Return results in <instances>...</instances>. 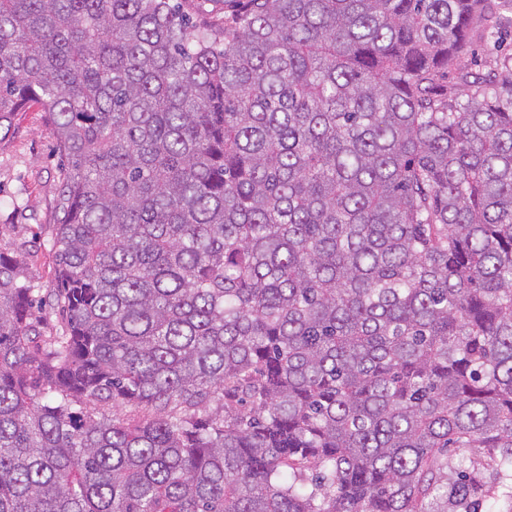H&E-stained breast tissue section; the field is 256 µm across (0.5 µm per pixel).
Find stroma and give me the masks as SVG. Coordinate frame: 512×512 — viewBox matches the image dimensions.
Returning a JSON list of instances; mask_svg holds the SVG:
<instances>
[{"label": "stroma", "instance_id": "35a3bbf8", "mask_svg": "<svg viewBox=\"0 0 512 512\" xmlns=\"http://www.w3.org/2000/svg\"><path fill=\"white\" fill-rule=\"evenodd\" d=\"M500 27L499 43L475 42L459 68L478 72L495 57L511 55L512 13ZM67 169L47 113L37 107L16 113L11 133L0 139V251L20 257L32 286L43 292L56 275L51 240Z\"/></svg>", "mask_w": 512, "mask_h": 512}]
</instances>
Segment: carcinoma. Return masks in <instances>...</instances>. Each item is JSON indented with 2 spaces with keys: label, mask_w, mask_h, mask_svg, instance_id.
I'll return each instance as SVG.
<instances>
[{
  "label": "carcinoma",
  "mask_w": 512,
  "mask_h": 512,
  "mask_svg": "<svg viewBox=\"0 0 512 512\" xmlns=\"http://www.w3.org/2000/svg\"><path fill=\"white\" fill-rule=\"evenodd\" d=\"M0 0L71 169L0 251V512H512V0ZM195 17L212 26H223L225 19L236 14V2L232 0H178ZM502 37L498 44L494 46L486 45L482 41L476 40L474 44L475 55L462 56L458 61V67L464 71L486 72L487 65L496 56L512 54V13H506L504 20L500 22Z\"/></svg>",
  "instance_id": "1"
}]
</instances>
